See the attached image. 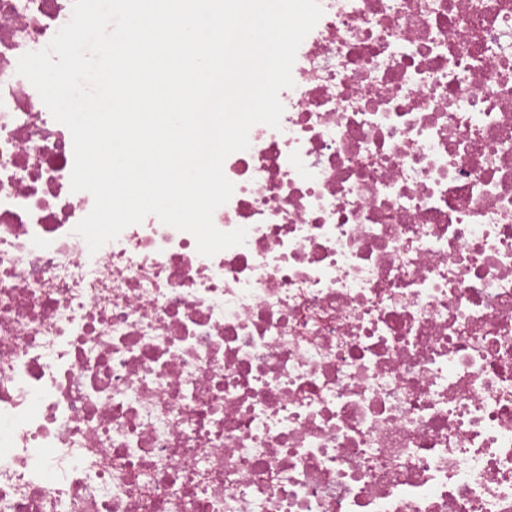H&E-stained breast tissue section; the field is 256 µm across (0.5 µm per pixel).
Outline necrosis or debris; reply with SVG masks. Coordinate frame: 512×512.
Returning <instances> with one entry per match:
<instances>
[{
  "instance_id": "4bbe7bcc",
  "label": "necrosis or debris",
  "mask_w": 512,
  "mask_h": 512,
  "mask_svg": "<svg viewBox=\"0 0 512 512\" xmlns=\"http://www.w3.org/2000/svg\"><path fill=\"white\" fill-rule=\"evenodd\" d=\"M211 257L97 252L0 0V512H512V0H318Z\"/></svg>"
}]
</instances>
